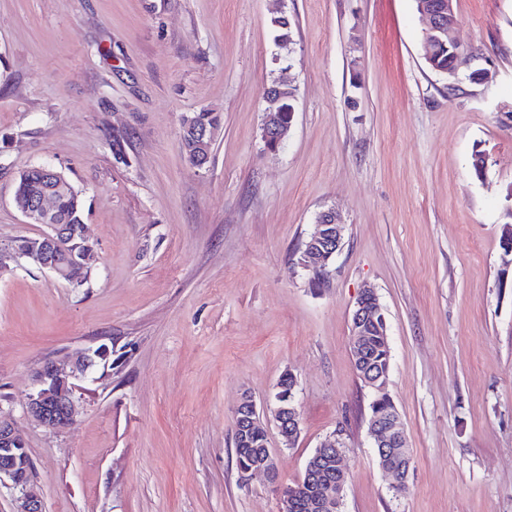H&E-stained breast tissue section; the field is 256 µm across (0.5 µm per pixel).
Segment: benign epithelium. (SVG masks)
Returning a JSON list of instances; mask_svg holds the SVG:
<instances>
[{"mask_svg": "<svg viewBox=\"0 0 512 512\" xmlns=\"http://www.w3.org/2000/svg\"><path fill=\"white\" fill-rule=\"evenodd\" d=\"M418 12L426 21L422 42V55L437 73L458 75L468 65L471 50L457 37L454 22V0H416ZM448 50V65L439 63L441 49ZM294 113L285 114L273 107L266 109L262 139L269 150H277L292 127ZM183 134L190 140L186 161L194 169L208 165L211 149L219 127H196L192 116L181 120ZM14 198L28 224H45L49 231L8 248L0 247V272L6 269L5 259L16 263L24 261L47 270L58 279L79 287L89 276L92 253L88 226L61 224L56 204L50 194L33 195L21 186ZM345 237V224L333 209L321 211L312 233L306 239L300 257L303 269L315 276L323 275L327 264L341 249ZM386 335L383 309L376 293L370 289L358 295L352 314L351 353L361 362L366 355V337ZM110 350L103 344L75 358L45 360L34 374V389L29 393L25 412L29 419L49 428L70 424L78 413L75 397L77 382L88 377L97 363L108 358ZM377 402L390 398L387 385L373 371L362 375ZM275 421L282 442L290 446L300 433V418L295 394L277 391L274 404L266 406ZM261 410L248 394L242 396L234 412V433L245 439L262 429ZM368 428L377 448L381 468L394 478L393 488L401 490L408 481L411 456L406 447L402 423L398 412L386 407L368 420ZM345 443L340 437L325 440L308 460L304 476L307 483L327 487L324 494L307 502L309 512H341L346 483L343 467ZM276 455L271 448L257 450L253 460L241 471V480L247 482L256 474L276 475ZM34 477L33 463L25 442L18 433L16 422L0 415V484L10 485L16 492L15 512H44L42 501L32 495L29 486Z\"/></svg>", "mask_w": 512, "mask_h": 512, "instance_id": "obj_1", "label": "benign epithelium"}]
</instances>
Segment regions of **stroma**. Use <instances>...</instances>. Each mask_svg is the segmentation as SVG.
Here are the masks:
<instances>
[{
  "instance_id": "stroma-1",
  "label": "stroma",
  "mask_w": 512,
  "mask_h": 512,
  "mask_svg": "<svg viewBox=\"0 0 512 512\" xmlns=\"http://www.w3.org/2000/svg\"><path fill=\"white\" fill-rule=\"evenodd\" d=\"M454 9L482 83L427 66L414 0H0V246L46 232L14 200L41 164L81 194L93 244L80 288L0 273V412L45 512H279L334 434L342 512H512V0ZM283 71L295 116L271 151L263 89ZM204 109L224 122L196 170L180 121ZM328 208L345 238L317 280L299 258ZM367 286L413 457L404 494L349 348ZM103 343L111 365L72 424L27 418L44 359ZM288 373L300 434L283 447L265 419L277 477L241 481L234 410L245 392L272 403Z\"/></svg>"
}]
</instances>
